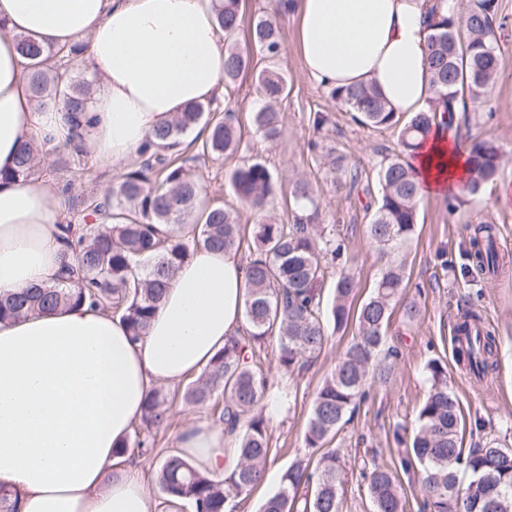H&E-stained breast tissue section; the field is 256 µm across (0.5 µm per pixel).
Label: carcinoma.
I'll return each instance as SVG.
<instances>
[{
  "instance_id": "cac0c4a2",
  "label": "carcinoma",
  "mask_w": 512,
  "mask_h": 512,
  "mask_svg": "<svg viewBox=\"0 0 512 512\" xmlns=\"http://www.w3.org/2000/svg\"><path fill=\"white\" fill-rule=\"evenodd\" d=\"M215 2L216 20L224 32L222 78L228 89L248 69V58L236 43L245 15L241 0ZM290 3L275 0L273 11L254 17L248 25L250 43L267 61L255 73L267 104L253 113L257 132L267 140L276 139L280 132V113L273 103L288 94V83L274 63L283 42L278 18L288 13ZM494 3L469 0L461 11L450 3L446 15L433 5L428 9V66L434 92L429 109L404 118L388 108L373 85L330 91L331 98L353 113L358 124L398 129V150L379 164V197L367 224L370 242L389 260L373 292L355 313L352 303L358 283L345 272L336 279L330 308L333 330L343 331L353 320L356 333L313 401L305 432L308 448L320 449L334 439L346 417L368 398L371 385L387 382L391 365L399 358L396 348L385 347V333L393 301L406 288L398 257L418 224V190L408 159L419 150L437 113L448 114L450 123L459 115L467 124L469 105L487 98L499 70ZM16 42L27 60L37 109L59 108L72 129L78 130L93 80L74 78L63 67L81 54L82 47L43 48L24 35L16 36ZM200 125L208 128L207 136L185 142ZM240 143L234 113L212 101L191 103L155 131L137 163L124 170L102 198L71 193L83 175V151L76 139L46 151L35 143L24 144L14 165L0 170V184L42 174L44 158L55 156L54 170L68 176L66 214L58 224L68 251L57 283L0 295V319L87 304L119 317L132 339L143 338L179 265L200 247L215 251L241 247L245 232L238 215L207 198L196 173L197 162L233 156ZM193 145L196 153L185 156L186 147ZM502 160L503 151L495 140L471 141L469 197L479 196L496 179ZM230 186L257 213L265 211L276 194L274 174L257 155L233 169ZM292 196V222L265 221L251 230L244 284L246 334L225 343L182 395L186 404L210 409L213 423L234 436L237 465L221 482L197 470L179 450L164 452L157 472L162 493L159 507L164 512L182 502L190 504L193 512H234L241 497L264 483L271 462L262 414L271 380L262 356L266 340L277 338L276 369L289 375L302 370L327 342L318 285L328 262L342 259L346 250L335 236L317 229L319 206L309 183L297 182ZM76 212L83 220L79 232L72 224ZM466 258L481 274L497 271L500 258L491 223H482L469 235ZM481 320L476 310L464 309L457 325L456 357L477 378L493 369L498 346L495 328L480 326ZM427 377L430 388L413 435H408L405 424H393V438L404 448L399 467L405 473L419 470L424 509L512 512V448L495 437L485 438L474 448H462L461 409L448 389L447 368L432 360ZM170 408L163 393L153 391L121 455L150 453L151 439L168 426ZM362 475L373 512H404L401 486L386 465L373 457ZM344 489L342 449H331L314 467L301 461L290 465L259 512H342Z\"/></svg>"
}]
</instances>
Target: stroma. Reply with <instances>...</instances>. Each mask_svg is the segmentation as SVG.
<instances>
[{"instance_id":"35a3bbf8","label":"stroma","mask_w":512,"mask_h":512,"mask_svg":"<svg viewBox=\"0 0 512 512\" xmlns=\"http://www.w3.org/2000/svg\"><path fill=\"white\" fill-rule=\"evenodd\" d=\"M495 4L501 25L499 73L486 102L472 111L469 125L460 126L459 131L464 136L495 139L505 157L496 180L456 213H449L444 199L425 198L420 202L419 222L403 256L406 287L395 300L385 340L386 345L397 347L401 356L388 382L371 391L332 442L344 453L347 482L343 512H371L360 472L365 460L373 456L396 468L405 512H424L415 475L397 469L399 448L392 426L398 421L415 426L429 390L426 365L430 360L447 366L448 387L461 407L465 447H474L482 440V432L475 427L479 420L492 426L496 435L512 446V274L478 276L468 269L465 259L467 225L490 220L495 225L498 252L512 266V205L504 207L498 202L502 187H512V0H495ZM280 25L283 44L276 67L286 77L289 93L278 104L279 137L267 141L252 126L251 114L263 105L264 97L252 72H245L236 86L224 93L229 109L240 122L242 150L233 159L199 163L198 177L207 196L234 210L246 226L266 215L286 221L294 182L307 180L319 204L322 228L343 239L347 247V266L359 284L357 297L363 300L371 294L385 264L366 233L367 208L378 196L374 183L380 161L398 148L397 131L356 125L350 113L332 100L329 89L317 85L305 73L297 48L295 14L282 17ZM319 112L327 118L320 127L314 124ZM330 150L345 156L357 180L347 179L340 184L334 181L324 163V155ZM254 154L263 156L279 178L276 197L263 215L242 204L229 190L226 179L236 161ZM410 300L420 307L418 319L411 323L403 316V307ZM468 303L497 331L496 367L486 383L463 374L452 350L458 313ZM352 338L349 330L329 332L321 353L299 374L289 377L272 372L271 391L282 399L278 415L268 421L274 461L267 468L264 483L241 499L238 512H258L261 501L278 488L282 473L295 461L311 459L312 451L304 442L311 404ZM162 391L172 400L168 426L156 436V453L135 461L151 482L161 463L160 449L175 447L185 426L210 417L209 409L183 403L182 385H166Z\"/></svg>"}]
</instances>
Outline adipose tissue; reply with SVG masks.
<instances>
[{"mask_svg":"<svg viewBox=\"0 0 512 512\" xmlns=\"http://www.w3.org/2000/svg\"><path fill=\"white\" fill-rule=\"evenodd\" d=\"M446 2L294 0L303 69L330 89L375 85L395 112L425 110L427 7ZM19 34L49 47L85 41L100 82L81 147L114 171L185 105L224 92L212 0H0V168L27 140L52 147L70 137L62 113L34 106ZM411 165L420 196H464L469 165L455 129L435 128ZM63 210L45 177L0 185V294L56 283ZM243 280L234 252L198 249L137 342L119 318L86 305L0 321V483L21 512H152L140 470L116 451L158 386L201 372L240 335ZM177 446L217 479L237 462L209 421L183 428Z\"/></svg>","mask_w":512,"mask_h":512,"instance_id":"ef3b65f1","label":"adipose tissue"}]
</instances>
